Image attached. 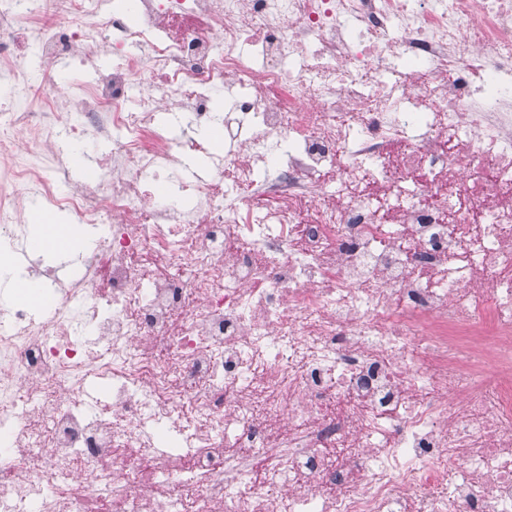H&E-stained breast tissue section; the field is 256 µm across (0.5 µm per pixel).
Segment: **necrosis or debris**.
<instances>
[{
  "label": "necrosis or debris",
  "mask_w": 512,
  "mask_h": 512,
  "mask_svg": "<svg viewBox=\"0 0 512 512\" xmlns=\"http://www.w3.org/2000/svg\"><path fill=\"white\" fill-rule=\"evenodd\" d=\"M0 73V249L97 233L0 306V512H512V0H0Z\"/></svg>",
  "instance_id": "obj_1"
}]
</instances>
